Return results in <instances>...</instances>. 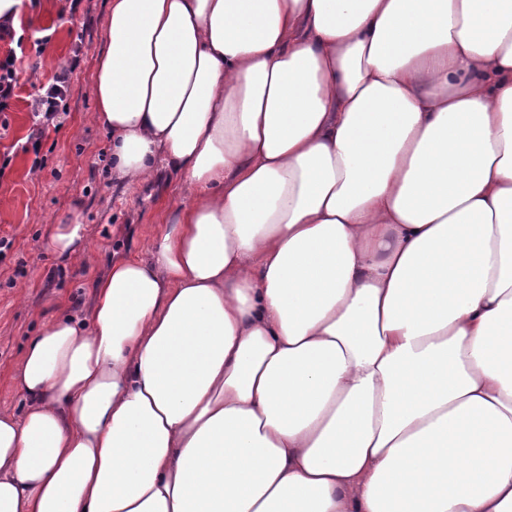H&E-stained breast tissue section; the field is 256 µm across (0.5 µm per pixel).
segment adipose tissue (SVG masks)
<instances>
[{
	"label": "adipose tissue",
	"mask_w": 512,
	"mask_h": 512,
	"mask_svg": "<svg viewBox=\"0 0 512 512\" xmlns=\"http://www.w3.org/2000/svg\"><path fill=\"white\" fill-rule=\"evenodd\" d=\"M92 91L191 201L30 342L0 512H512V0H109Z\"/></svg>",
	"instance_id": "ef3b65f1"
}]
</instances>
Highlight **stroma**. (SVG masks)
Wrapping results in <instances>:
<instances>
[{
	"label": "stroma",
	"instance_id": "35a3bbf8",
	"mask_svg": "<svg viewBox=\"0 0 512 512\" xmlns=\"http://www.w3.org/2000/svg\"><path fill=\"white\" fill-rule=\"evenodd\" d=\"M108 0H24L23 61L18 96L0 131V153L12 152L0 175V411L23 414L27 401L12 374L41 328L56 314L86 316L95 282L112 261L146 255L164 229L167 210L187 203L180 175L163 170L147 183L113 184L109 137L96 118L92 78L103 46ZM71 67L70 93L59 125L48 128L38 153L23 152L34 125L37 84ZM41 161L33 171V161ZM80 212L86 250L74 264L48 247L57 223Z\"/></svg>",
	"mask_w": 512,
	"mask_h": 512
}]
</instances>
